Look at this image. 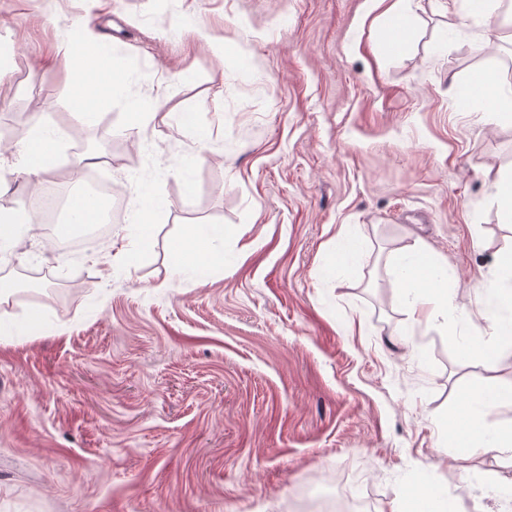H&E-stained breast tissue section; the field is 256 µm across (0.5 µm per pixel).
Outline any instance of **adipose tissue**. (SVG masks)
<instances>
[{"mask_svg": "<svg viewBox=\"0 0 512 512\" xmlns=\"http://www.w3.org/2000/svg\"><path fill=\"white\" fill-rule=\"evenodd\" d=\"M58 53L71 60L72 99L78 108H85L98 94L111 91L116 65L109 55L102 53L100 43L87 30H80L77 40L62 43ZM90 71L94 72L95 81L87 80L86 74ZM171 253L176 258L177 269L182 272L223 262L213 233L196 228L189 229L187 240L174 242ZM402 276L404 298L425 320L452 309L447 274L430 263L424 251L403 255ZM448 445L453 449L467 448L472 457L491 449L512 455V431L491 437L477 418L457 419L448 426Z\"/></svg>", "mask_w": 512, "mask_h": 512, "instance_id": "obj_1", "label": "adipose tissue"}]
</instances>
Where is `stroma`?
<instances>
[{
    "mask_svg": "<svg viewBox=\"0 0 512 512\" xmlns=\"http://www.w3.org/2000/svg\"><path fill=\"white\" fill-rule=\"evenodd\" d=\"M387 50L366 0H0V207L33 181L82 193L80 146L122 219L78 250L73 225H19L0 275L44 294L0 304V512H305L429 494L512 512V461L455 459L448 419L480 382L512 387L495 261L512 223V20L406 0ZM88 19L119 63L77 113L45 57ZM493 76L461 112L452 85ZM39 118L49 175L22 149ZM152 213L139 239L141 208ZM223 264L176 273L186 225ZM448 276L447 320L413 315L397 258ZM467 480H459V472ZM486 321L489 323V334L484 344V349L487 355L493 357L495 355V344L504 339V336L512 335V322L506 325L503 320L496 316L486 315Z\"/></svg>",
    "mask_w": 512,
    "mask_h": 512,
    "instance_id": "1",
    "label": "stroma"
}]
</instances>
